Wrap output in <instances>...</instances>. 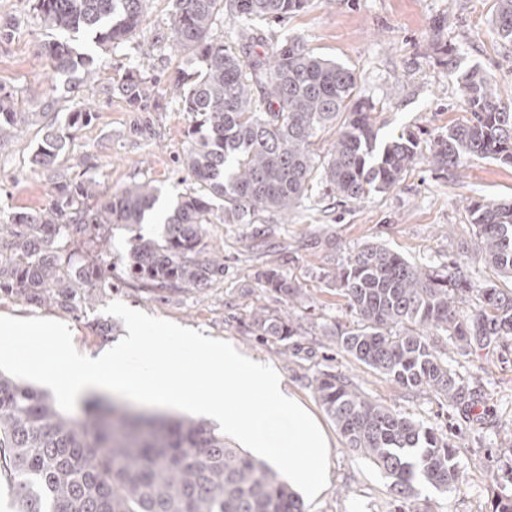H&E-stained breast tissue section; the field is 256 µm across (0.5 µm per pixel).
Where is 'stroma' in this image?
I'll return each instance as SVG.
<instances>
[{
  "instance_id": "35a3bbf8",
  "label": "stroma",
  "mask_w": 512,
  "mask_h": 512,
  "mask_svg": "<svg viewBox=\"0 0 512 512\" xmlns=\"http://www.w3.org/2000/svg\"><path fill=\"white\" fill-rule=\"evenodd\" d=\"M494 0H310L307 8L282 21L263 22L274 38H302L325 59L352 69L362 97L375 106L371 117L379 139L410 128L421 140L461 120L466 105L457 93L456 75L448 67L455 50L460 68L480 66L494 78L502 97L512 100V44L502 42L492 23ZM0 15L14 22L10 38L0 41V86L10 92L15 111L26 123L15 139L0 144V221L17 210L42 207L50 197L49 174L34 169L31 158L47 123L65 129L67 152L61 169L70 177L90 174L102 191L113 193L136 184L159 187L152 224L108 225L99 234L76 233L69 248L88 260L103 259L125 267L130 241L160 230L166 200L190 183L178 164L190 126L172 90L177 72L189 56L164 41L172 15L170 0H148L146 18L131 41L98 46L77 35L74 47L91 54L90 72H78L79 90L68 92L39 56L48 31L33 0H0ZM155 45L145 68L155 77L160 107L136 112L120 93L128 68L139 60L140 43ZM87 107L90 124L68 127L69 112ZM512 201V165L474 158L441 170L421 162L394 188L348 202L313 185L310 197L290 218L260 213L251 224H211L207 241L224 252V278L196 291L148 292L131 281L112 292L92 290L86 312L73 314L46 304L0 297V316L42 317L69 326L79 352L89 355L112 347L125 334L122 320L104 314L109 302L121 301L149 315L230 342L246 357L273 367L293 396L320 427L329 452L330 481L306 512H391L388 482L364 458L344 445L333 421L311 389L310 379L329 368L355 382L371 400L457 437V461L463 483L458 491L421 488L409 512H490L498 495H512V483L491 485L489 473L505 462L512 448V348L478 352L455 362V369L476 382L477 403L469 409L450 405L427 391L408 392L358 364L336 348L324 346L323 324L345 321L343 298L323 279L361 243L385 244L420 267L452 259L451 247L469 222L474 201ZM279 268L307 294L304 334L299 354L277 342H263L249 330L256 308L282 312L277 295L258 288L260 271Z\"/></svg>"
}]
</instances>
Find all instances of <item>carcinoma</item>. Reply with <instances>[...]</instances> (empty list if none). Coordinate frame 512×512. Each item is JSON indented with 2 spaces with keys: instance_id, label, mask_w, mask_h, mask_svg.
<instances>
[{
  "instance_id": "carcinoma-1",
  "label": "carcinoma",
  "mask_w": 512,
  "mask_h": 512,
  "mask_svg": "<svg viewBox=\"0 0 512 512\" xmlns=\"http://www.w3.org/2000/svg\"><path fill=\"white\" fill-rule=\"evenodd\" d=\"M147 0H35L57 38L41 54L52 71L71 77L94 59L70 46L67 34L96 44H121L145 19ZM309 0H171L173 44L194 62L175 76L182 110L191 118L180 165L191 178L156 238L136 236L123 274L148 291L205 288L224 278V256L204 241L208 224H252L266 210L300 208L318 179L343 199L360 201L392 189L420 161L457 168L473 158L512 165V103L491 74L473 66L456 78L470 118L435 134L429 156L412 131L378 140L354 73L292 37L269 42L243 25L238 49L210 37L219 15L285 19ZM493 23L512 43V0H495ZM120 91L137 112L159 107L153 81L129 71ZM24 122L11 94L0 92V142ZM335 130L324 154L319 133ZM66 136L54 125L32 164L55 173L54 192L38 212L16 211L0 223V297L39 300L71 312L90 297L84 288L112 287V268L63 256L55 243L91 227L142 223L158 198L148 183L99 194L92 179L57 172ZM94 198L97 208L76 203ZM470 239L498 278L512 280V201H474ZM350 321L322 330L328 342L405 390L426 389L449 403L474 396L448 352L467 357L512 341V288L490 280L477 288L460 264L420 268L383 244L368 241L334 272ZM259 286L284 299L287 314L251 315L254 335L295 351L306 295L277 269L257 274ZM309 387L345 438L397 496L395 512L427 483L460 488L454 448L438 429L369 399L350 380L322 370ZM0 485L8 512H304L301 496L267 461L230 443L224 433L189 418L109 409L86 402L83 415L61 411L43 391L0 372Z\"/></svg>"
}]
</instances>
